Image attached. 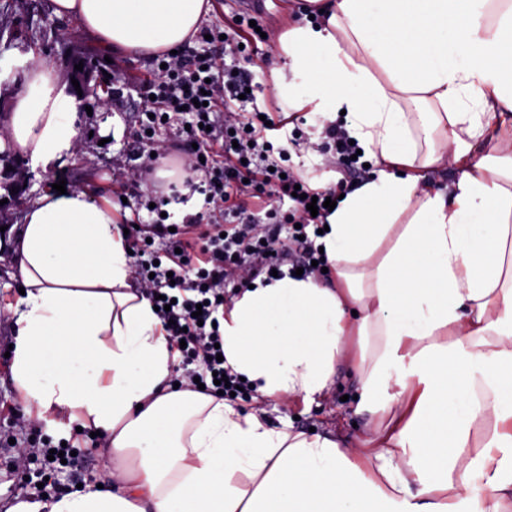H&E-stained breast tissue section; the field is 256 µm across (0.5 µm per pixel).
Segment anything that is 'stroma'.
<instances>
[{
  "label": "stroma",
  "instance_id": "1",
  "mask_svg": "<svg viewBox=\"0 0 512 512\" xmlns=\"http://www.w3.org/2000/svg\"><path fill=\"white\" fill-rule=\"evenodd\" d=\"M301 0H211V11L203 18L202 28L225 26L243 8L255 11L259 22L268 28L271 39L262 50L274 66H282L277 51V38L288 26V19L301 16ZM0 25L13 30L12 42H0V116L8 114L22 91L28 67L46 61L60 75L67 77L70 62L79 57L99 59L107 51L97 38L84 31L73 18H59L51 11V0H14L11 11L0 14ZM185 56L200 53L212 55L218 65L237 66L251 71L257 84L255 98L246 104V111L272 112L280 107L273 87L272 74L263 72L260 59L250 61L225 53L220 41L193 39L182 49ZM115 70L121 75L113 86L107 103L88 96L77 104V149L63 166L69 189L92 190L97 199L118 204L131 223L145 224L153 216L145 206V196L133 193L130 184L136 171L135 153L140 151V126L137 112L143 105L139 85L151 74V58L147 55L115 54ZM322 116L302 110L297 114L295 128H283L275 137L278 146L288 151L289 164L303 175H313L323 186L334 185L339 175L324 155L321 144ZM0 267L9 270V279L0 281V512H10L21 501H32L33 485L39 473L35 464L17 469L19 453H31L35 436L44 434L53 440L72 439L75 424L65 419H41L33 404L17 392L11 378V361L7 357L15 342L16 327L11 311L20 293V283L13 277V255L9 248L0 249ZM355 381L340 376L330 396L306 404L288 403L284 399H264L260 405L267 412L271 425H279L282 417L294 420L295 429L316 430L328 434L338 430L367 432V416L354 414L352 395ZM112 468L104 449L63 469L58 480L69 491L78 484L101 482Z\"/></svg>",
  "mask_w": 512,
  "mask_h": 512
}]
</instances>
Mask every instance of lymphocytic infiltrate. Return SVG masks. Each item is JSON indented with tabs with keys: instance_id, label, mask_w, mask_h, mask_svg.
Returning a JSON list of instances; mask_svg holds the SVG:
<instances>
[{
	"instance_id": "1",
	"label": "lymphocytic infiltrate",
	"mask_w": 512,
	"mask_h": 512,
	"mask_svg": "<svg viewBox=\"0 0 512 512\" xmlns=\"http://www.w3.org/2000/svg\"><path fill=\"white\" fill-rule=\"evenodd\" d=\"M154 70L142 84L147 99L140 117L141 130H157L162 118L179 112L194 117L189 129L166 145L157 146L149 166L158 159L182 151L184 143L197 146V155L184 158L185 167L204 172L206 180L194 187L208 205L205 223L190 222L170 230L155 219L147 230L130 229L137 256L136 280L159 307L173 344L179 345L184 361L201 363L199 376L206 393H218V374L230 385H239L236 374L226 373L218 362L216 345L222 337L216 323L224 316L223 298L240 292L261 274L300 268L313 274L325 256L315 245L329 211L326 198L346 193L367 180L371 171L354 161L356 146L342 126L325 124L324 145L331 150L340 178L323 188L303 180L288 167L286 149H275L267 133L287 126V118L264 123L258 113L234 111L239 99L253 101L249 74L220 68L208 55L190 59L165 51L154 53ZM300 196H293L292 187ZM317 198L318 212L307 208L308 198ZM291 199L281 218L257 224L247 206L269 199ZM165 242L163 252L151 250L149 238Z\"/></svg>"
}]
</instances>
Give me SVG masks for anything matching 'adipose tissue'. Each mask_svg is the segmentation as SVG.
I'll list each match as a JSON object with an SVG mask.
<instances>
[{
  "mask_svg": "<svg viewBox=\"0 0 512 512\" xmlns=\"http://www.w3.org/2000/svg\"><path fill=\"white\" fill-rule=\"evenodd\" d=\"M279 39L286 112L342 120L378 171L316 240L330 281L255 279L225 310L224 364L258 397L323 396L348 364L370 435L271 425L176 386L177 353L134 284L111 204L76 189L30 204L13 242L18 393L100 432L112 485L13 512H506L512 504V0H310ZM110 50L180 49L210 0H52ZM429 112L420 152L403 105ZM75 98L33 64L0 152L71 156ZM455 167L453 192L429 173ZM360 350L349 354L348 337ZM484 388L474 400L473 386ZM492 422L477 439L475 426Z\"/></svg>",
  "mask_w": 512,
  "mask_h": 512,
  "instance_id": "1",
  "label": "adipose tissue"
}]
</instances>
